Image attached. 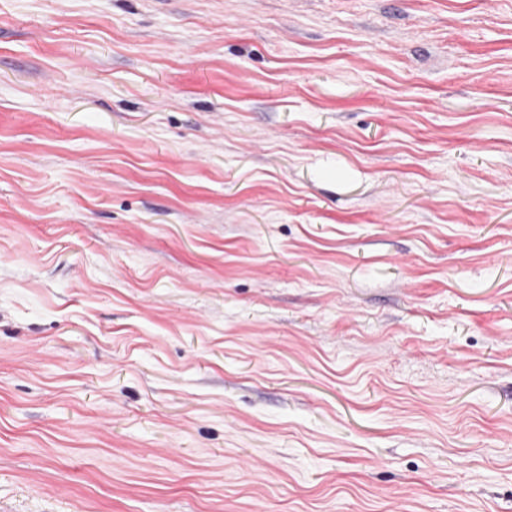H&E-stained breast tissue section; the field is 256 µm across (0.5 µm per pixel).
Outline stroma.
Masks as SVG:
<instances>
[{"mask_svg": "<svg viewBox=\"0 0 512 512\" xmlns=\"http://www.w3.org/2000/svg\"><path fill=\"white\" fill-rule=\"evenodd\" d=\"M0 512H512V0H0Z\"/></svg>", "mask_w": 512, "mask_h": 512, "instance_id": "1", "label": "stroma"}]
</instances>
